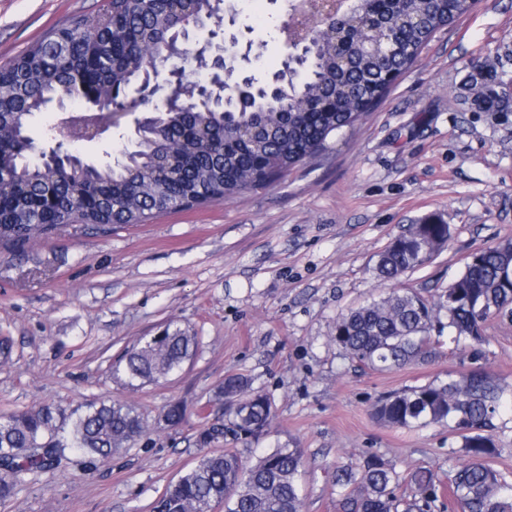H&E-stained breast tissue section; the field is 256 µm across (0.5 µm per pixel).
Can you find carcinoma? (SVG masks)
<instances>
[{
	"label": "carcinoma",
	"mask_w": 512,
	"mask_h": 512,
	"mask_svg": "<svg viewBox=\"0 0 512 512\" xmlns=\"http://www.w3.org/2000/svg\"><path fill=\"white\" fill-rule=\"evenodd\" d=\"M473 0H346L345 13L320 25L316 42L298 52L271 77L279 101L259 99L256 108L239 111L234 98L224 121L197 113L202 83L187 78L175 95L178 108L170 127L183 136L176 148L161 134H146L114 161L85 162L59 173L48 161L29 153L0 156V189L15 196L13 212L0 218V241L27 242L36 237L33 221L48 192L58 201L65 224L104 229L139 224L155 214L230 199L258 185L248 168L263 160V182L282 177L295 166L324 155L329 140L371 111L388 90L386 76L403 74L436 32L466 14ZM236 19L226 0H108L100 27L62 29L33 45L0 69V130L29 139L35 116L54 100L68 98L90 107L74 77L77 58L103 49L109 39L126 42L128 53L104 61V83L122 87L135 82L148 50L159 41L173 55L185 56L211 71V47L188 51L194 26L217 33L226 18ZM390 31L395 45L388 54L372 51L370 37ZM475 102L500 111L492 81L474 79ZM450 238L448 225L433 214L412 224L378 254L376 275L398 279L417 268L419 243ZM444 295L463 299L448 308V338L478 350L486 324L512 316V239L488 245L471 257ZM434 316L426 297L392 292L340 314L336 343L348 358L371 371H387L428 361L435 350ZM196 347V337L176 324L158 336H145L120 361L118 373L129 385L158 383L177 373ZM507 395L481 370L450 373L381 397L373 407L382 424L397 428L446 425L460 434L458 452L465 463L455 474L453 502L463 512H512V483L490 460L497 448L489 430ZM215 396L224 400L238 440L264 435L272 414L268 398L237 375L224 378ZM143 435L140 416L116 401L90 405L73 416L61 407L13 414L0 419V499L15 493L14 478L55 468L69 450L108 459ZM304 449L285 442L246 463L230 452H205L154 506V512H294L302 495L298 473ZM338 512H432L444 482L431 470L407 475L382 454L367 451L357 462L336 466Z\"/></svg>",
	"instance_id": "carcinoma-1"
}]
</instances>
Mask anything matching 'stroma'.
Instances as JSON below:
<instances>
[{
	"label": "stroma",
	"instance_id": "1",
	"mask_svg": "<svg viewBox=\"0 0 512 512\" xmlns=\"http://www.w3.org/2000/svg\"><path fill=\"white\" fill-rule=\"evenodd\" d=\"M104 0H0V67L46 33L91 23ZM265 41L255 71L283 59L288 0H232ZM512 76V0H474L327 154L238 197L99 232L62 227L25 246L0 244V416L59 406L78 415L117 401L145 435L107 461L68 453L28 475L0 512H152L202 453L203 428L227 423L215 398L225 376L246 377L272 403L268 434L224 436L214 451L251 460L276 444L305 450L303 512H337V464L368 448L398 471L451 478L459 436L430 425H380L372 406L391 391L482 367L512 387V321H491L480 356L444 344L424 364L357 369L334 340L338 315L415 291L438 301L471 254L512 239V112L471 103L473 67ZM436 214L451 238L431 262L385 282L373 271L393 237ZM195 336L170 380L129 386L115 364L168 324ZM182 403V423L166 422Z\"/></svg>",
	"mask_w": 512,
	"mask_h": 512
}]
</instances>
